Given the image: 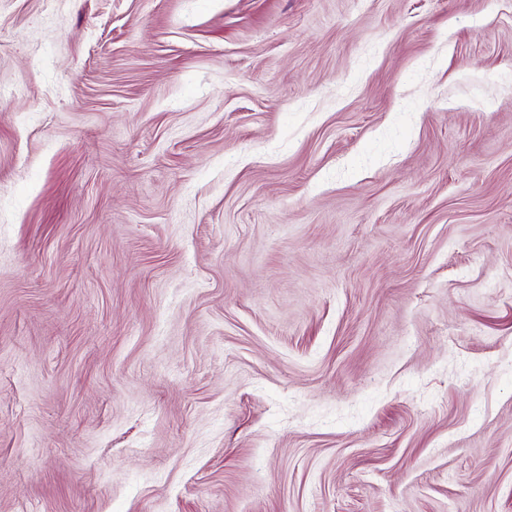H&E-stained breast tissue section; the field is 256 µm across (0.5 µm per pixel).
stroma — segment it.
<instances>
[{
  "mask_svg": "<svg viewBox=\"0 0 512 512\" xmlns=\"http://www.w3.org/2000/svg\"><path fill=\"white\" fill-rule=\"evenodd\" d=\"M0 512H512V0H0Z\"/></svg>",
  "mask_w": 512,
  "mask_h": 512,
  "instance_id": "1",
  "label": "stroma"
}]
</instances>
